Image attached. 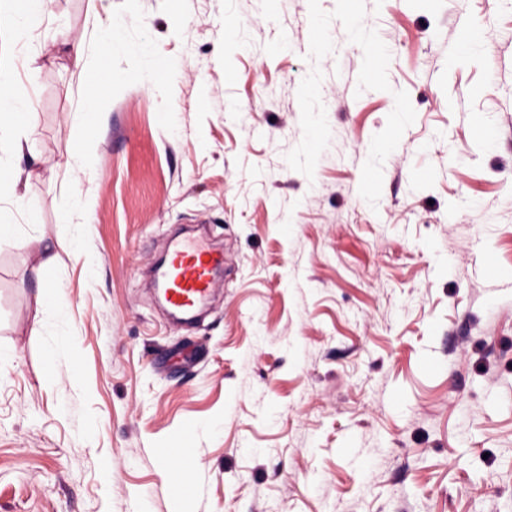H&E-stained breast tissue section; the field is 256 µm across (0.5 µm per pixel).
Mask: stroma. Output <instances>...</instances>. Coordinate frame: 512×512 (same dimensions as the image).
I'll return each instance as SVG.
<instances>
[{
    "label": "stroma",
    "instance_id": "obj_1",
    "mask_svg": "<svg viewBox=\"0 0 512 512\" xmlns=\"http://www.w3.org/2000/svg\"><path fill=\"white\" fill-rule=\"evenodd\" d=\"M0 61L38 124L0 189V512H512V0H0ZM187 225L224 276L183 327L151 268ZM110 93V86L93 87L86 90L82 115L87 122L95 124L99 121L97 112L99 101ZM186 437L182 443L175 448L168 449V456L178 461L183 467L190 468L195 463L194 449L192 445L193 429L186 428Z\"/></svg>",
    "mask_w": 512,
    "mask_h": 512
}]
</instances>
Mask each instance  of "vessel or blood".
<instances>
[{"label":"vessel or blood","mask_w":512,"mask_h":512,"mask_svg":"<svg viewBox=\"0 0 512 512\" xmlns=\"http://www.w3.org/2000/svg\"><path fill=\"white\" fill-rule=\"evenodd\" d=\"M224 254L199 241H174L167 253V270L161 285L165 304L173 312L190 315L216 287L214 271Z\"/></svg>","instance_id":"vessel-or-blood-1"}]
</instances>
